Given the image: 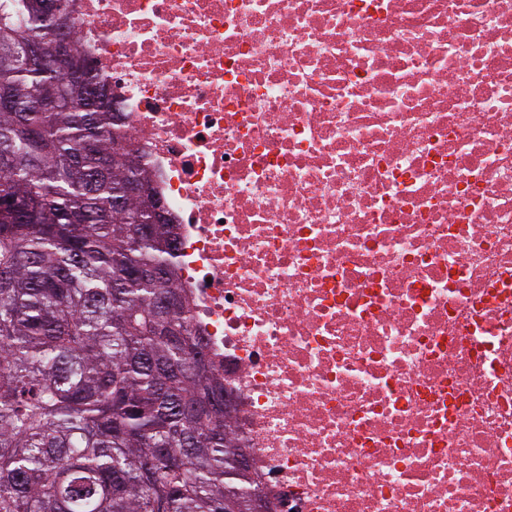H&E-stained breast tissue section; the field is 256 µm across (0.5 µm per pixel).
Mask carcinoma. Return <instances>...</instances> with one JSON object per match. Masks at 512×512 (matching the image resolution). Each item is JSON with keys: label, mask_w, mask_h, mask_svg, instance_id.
<instances>
[{"label": "carcinoma", "mask_w": 512, "mask_h": 512, "mask_svg": "<svg viewBox=\"0 0 512 512\" xmlns=\"http://www.w3.org/2000/svg\"><path fill=\"white\" fill-rule=\"evenodd\" d=\"M30 2L0 0V93L59 102L0 109V512H257L151 172L88 110L93 69L29 67L56 37Z\"/></svg>", "instance_id": "carcinoma-1"}]
</instances>
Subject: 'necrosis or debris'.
<instances>
[{"mask_svg":"<svg viewBox=\"0 0 512 512\" xmlns=\"http://www.w3.org/2000/svg\"><path fill=\"white\" fill-rule=\"evenodd\" d=\"M271 512H512V0H65Z\"/></svg>","mask_w":512,"mask_h":512,"instance_id":"necrosis-or-debris-1","label":"necrosis or debris"}]
</instances>
